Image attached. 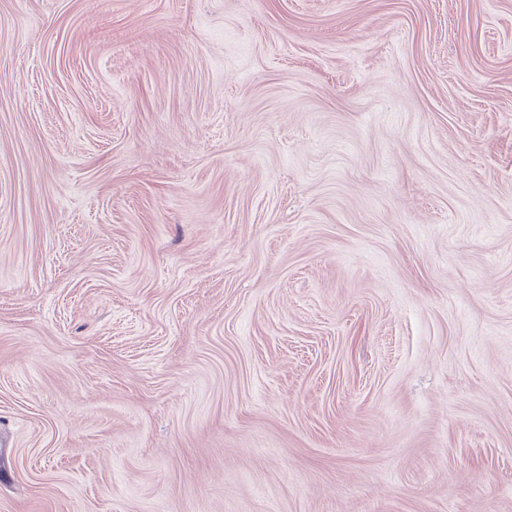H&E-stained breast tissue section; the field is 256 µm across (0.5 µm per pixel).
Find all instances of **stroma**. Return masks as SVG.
Wrapping results in <instances>:
<instances>
[{
  "label": "stroma",
  "mask_w": 512,
  "mask_h": 512,
  "mask_svg": "<svg viewBox=\"0 0 512 512\" xmlns=\"http://www.w3.org/2000/svg\"><path fill=\"white\" fill-rule=\"evenodd\" d=\"M0 512H512V0H0Z\"/></svg>",
  "instance_id": "obj_1"
}]
</instances>
